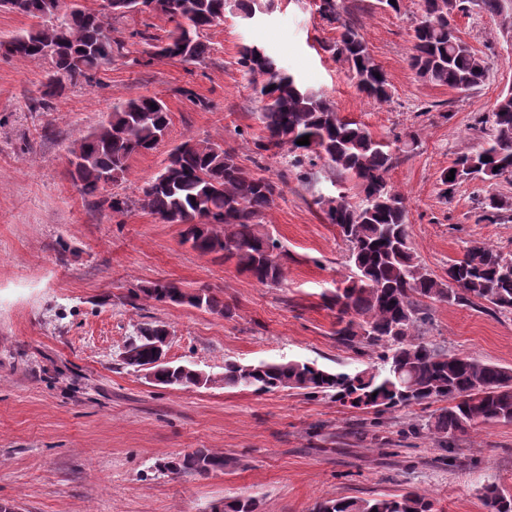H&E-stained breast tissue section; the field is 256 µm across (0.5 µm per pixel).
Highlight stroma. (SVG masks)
Masks as SVG:
<instances>
[{
    "label": "stroma",
    "instance_id": "stroma-1",
    "mask_svg": "<svg viewBox=\"0 0 512 512\" xmlns=\"http://www.w3.org/2000/svg\"><path fill=\"white\" fill-rule=\"evenodd\" d=\"M346 17L385 72L390 98L376 103L320 45L336 39L310 0H275L244 20L226 13L204 33L205 57L147 61L146 44L102 68L91 85L69 88L53 110L36 111L44 69L0 58V502L19 512H212L237 496L258 512H312L315 502L425 492L435 512H488L480 491L512 489V423H488L453 448L410 435L429 407L382 416L295 390L261 395L216 384L158 385L120 355L138 324L160 321L167 357L219 377L225 360H297L353 373L369 355L336 340V313L322 300L347 273L346 245L316 200L334 194L326 173L285 174L288 151L256 155L262 104L238 63L242 44L263 46L305 87L388 141L400 159L388 175L405 197L410 241L421 265L445 277L473 242L512 255V180H468L443 194L441 172L484 139L475 127L512 88V21L479 9L454 17L457 34L487 70L460 91L421 80L409 66L417 0L399 11L377 0H342ZM191 89L195 97L182 96ZM162 99L165 138L134 156L114 194L138 198L188 138L234 147L239 164L279 181L261 218L287 258L280 285L263 286L217 255L181 241L182 227L132 208L112 213L69 174V150L99 126L115 100ZM416 138L406 149L402 135ZM506 201L483 218L488 195ZM166 280L208 288L235 308L232 319L141 295ZM426 341L512 368V312L487 303L431 307ZM198 448L223 453V470L173 474L169 458Z\"/></svg>",
    "mask_w": 512,
    "mask_h": 512
}]
</instances>
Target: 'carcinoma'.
I'll return each instance as SVG.
<instances>
[{
  "label": "carcinoma",
  "instance_id": "obj_1",
  "mask_svg": "<svg viewBox=\"0 0 512 512\" xmlns=\"http://www.w3.org/2000/svg\"><path fill=\"white\" fill-rule=\"evenodd\" d=\"M102 0L100 8L70 6L68 0H13L11 11L36 20L29 29L6 42L0 55L19 62L46 65L34 108L49 111L65 91L92 84L99 70L123 54L127 42L112 36V22L132 14L159 13L173 23L164 41L147 31L131 37L154 48L150 58L202 59L208 46L203 33L224 21L226 7L245 19L269 12L274 0ZM481 11L501 14L512 0H418L420 19L414 28L410 67L424 81L455 89L481 86L487 68L469 47L460 44L454 15L469 4ZM316 12L336 25V40L323 45L330 57L344 65L357 87L370 99H389L383 70L352 24L343 18L340 0H317ZM54 45L58 57L46 53ZM239 64L251 76L253 91L263 102L257 119L263 135L253 142L256 153L288 147L292 166L313 176L317 166L329 172L336 194L316 200L324 218L339 229L348 247L350 275L323 295L325 305L336 311L337 340L355 350L376 356L379 364L354 374L332 372L313 362L296 360L241 364L224 362V376L206 377L204 384L265 394L297 390L323 395L344 405L395 412L413 405L442 404L415 434L451 446L487 423H512V369L475 357L450 354L420 338L434 303L468 305L484 301L498 310H512V256L485 243L470 246L464 257L448 263L447 278L432 276L420 264L407 230L404 196L388 183L398 162L390 146L372 136L359 121L340 115L323 94L302 86L276 59L257 44L239 50ZM171 123L165 103L152 96L129 98L112 105L99 128L80 140L82 168L74 183L87 195L102 188V178L124 179L129 159L155 149ZM480 124L490 125L481 147L460 156L440 175L448 195L466 179L493 182L512 176V90L501 94ZM309 136V144L296 141ZM454 175L449 180L447 176ZM358 190L352 200L350 188ZM280 193L277 182L257 177L238 162L235 150L208 141L191 139L177 146L168 164L142 188L136 200L119 195L103 199L116 215L137 205L164 222L176 217L183 224L182 241L203 254H219L235 262L237 270L261 285L283 279L278 241L261 230L260 217ZM160 303L187 305L234 316V307L208 289L187 292L174 282L156 281L140 289ZM169 333L166 325L144 322L137 328V356L149 362L156 346ZM162 385L188 387L195 373L185 365L159 366ZM175 474L206 476L224 470V455L198 448L168 466ZM482 498L491 512H512V494L497 484L484 487ZM222 512H257L251 498L224 503ZM315 512H433V503L416 491L389 498H336L324 500Z\"/></svg>",
  "mask_w": 512,
  "mask_h": 512
}]
</instances>
